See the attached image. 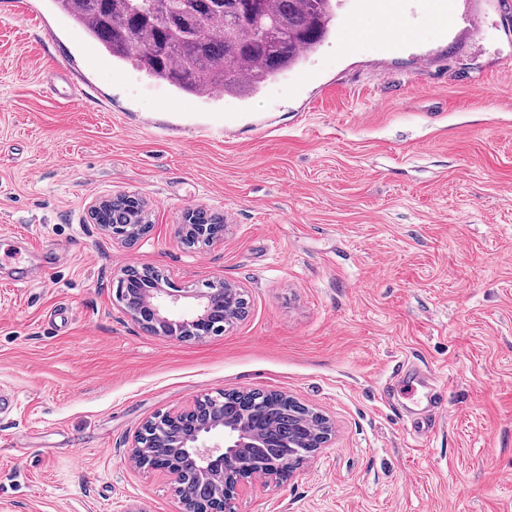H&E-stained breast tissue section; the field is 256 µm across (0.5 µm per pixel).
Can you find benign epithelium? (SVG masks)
<instances>
[{"mask_svg":"<svg viewBox=\"0 0 512 512\" xmlns=\"http://www.w3.org/2000/svg\"><path fill=\"white\" fill-rule=\"evenodd\" d=\"M118 199L116 195L94 200L88 207L90 220L100 223L101 213ZM206 220L207 215L201 210L187 213L186 224L182 225V238L188 237L205 246L221 240L226 225H218L216 232L212 233ZM215 286L228 289L226 298L215 299L211 289H171L159 284L144 290L138 308L127 307L125 311L156 335L176 340H202L220 329L216 322L224 319L232 324L245 315V309L237 304L238 296L245 293L243 287L223 281L216 282ZM162 418L184 430L171 447L196 458L202 469V488L209 491L192 503L183 502V512H229L238 484L228 482L224 473L231 468H239L237 449L250 444L252 434L224 420L221 393L198 398L175 412L163 414Z\"/></svg>","mask_w":512,"mask_h":512,"instance_id":"benign-epithelium-1","label":"benign epithelium"}]
</instances>
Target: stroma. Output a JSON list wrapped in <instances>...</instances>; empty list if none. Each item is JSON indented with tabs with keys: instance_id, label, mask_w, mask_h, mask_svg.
<instances>
[{
	"instance_id": "35a3bbf8",
	"label": "stroma",
	"mask_w": 512,
	"mask_h": 512,
	"mask_svg": "<svg viewBox=\"0 0 512 512\" xmlns=\"http://www.w3.org/2000/svg\"><path fill=\"white\" fill-rule=\"evenodd\" d=\"M434 5L409 0L393 44L374 0H338L301 65L204 102L113 62L51 0H0V512H182L133 439L232 390L331 426L234 512H512V0H449L439 25ZM240 113L265 128L203 134ZM120 193L149 202L131 246L88 216ZM197 207L223 240L181 243ZM130 265L242 285L248 313L200 341L149 333L116 299ZM408 360L434 374L412 395L389 386ZM434 387L447 413L414 437Z\"/></svg>"
}]
</instances>
